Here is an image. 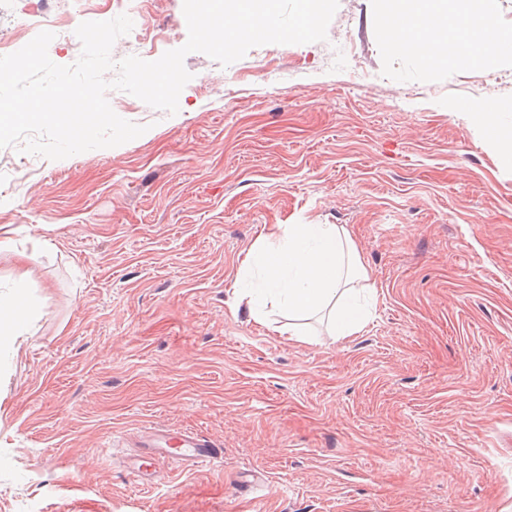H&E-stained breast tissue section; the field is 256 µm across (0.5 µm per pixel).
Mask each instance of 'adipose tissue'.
Returning <instances> with one entry per match:
<instances>
[{
    "label": "adipose tissue",
    "mask_w": 512,
    "mask_h": 512,
    "mask_svg": "<svg viewBox=\"0 0 512 512\" xmlns=\"http://www.w3.org/2000/svg\"><path fill=\"white\" fill-rule=\"evenodd\" d=\"M236 286L256 308L254 318L275 333L298 341L308 334L298 319L327 312L331 336L344 339L368 320V298L376 292L348 229L336 224H278L246 251ZM287 312L278 324L268 309ZM41 312L24 280L0 293V359L13 353L17 337Z\"/></svg>",
    "instance_id": "1"
}]
</instances>
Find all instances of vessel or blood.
Wrapping results in <instances>:
<instances>
[{"instance_id": "1", "label": "vessel or blood", "mask_w": 512, "mask_h": 512, "mask_svg": "<svg viewBox=\"0 0 512 512\" xmlns=\"http://www.w3.org/2000/svg\"><path fill=\"white\" fill-rule=\"evenodd\" d=\"M146 452L138 459V471L147 473L157 460L172 459L189 466L214 461L220 450L210 439L191 433L176 435L146 433L142 440Z\"/></svg>"}]
</instances>
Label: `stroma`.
<instances>
[{
	"instance_id": "obj_1",
	"label": "stroma",
	"mask_w": 512,
	"mask_h": 512,
	"mask_svg": "<svg viewBox=\"0 0 512 512\" xmlns=\"http://www.w3.org/2000/svg\"><path fill=\"white\" fill-rule=\"evenodd\" d=\"M134 25L188 37L183 0ZM171 115L109 90L125 144L0 179V291L41 315L0 361V512H512V158L469 118L512 114V67L382 74L370 0L326 40L200 52ZM341 224L376 285L371 318L312 343L235 293L276 224ZM203 435L199 467L132 464L143 430Z\"/></svg>"
}]
</instances>
